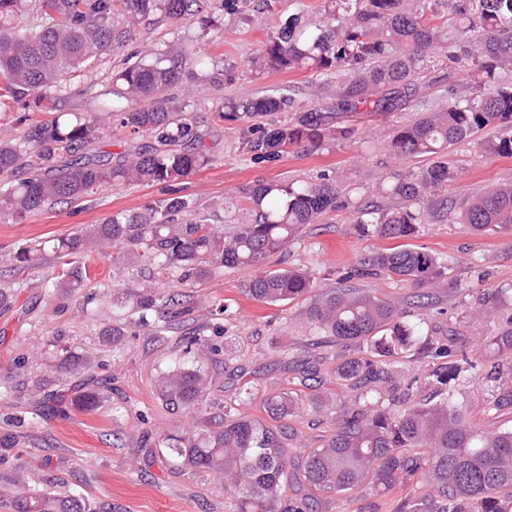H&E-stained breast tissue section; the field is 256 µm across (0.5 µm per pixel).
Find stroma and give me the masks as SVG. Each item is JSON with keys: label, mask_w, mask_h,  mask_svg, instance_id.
<instances>
[{"label": "stroma", "mask_w": 512, "mask_h": 512, "mask_svg": "<svg viewBox=\"0 0 512 512\" xmlns=\"http://www.w3.org/2000/svg\"><path fill=\"white\" fill-rule=\"evenodd\" d=\"M296 10L295 0H268L262 14H254L251 0L228 14L224 0H208L197 18L173 24L163 14L151 16L131 32L125 45L101 55L61 86L48 92L47 101L21 106L11 98L0 101V135L19 136L23 117L49 118L50 103L62 112H84L99 119L100 133L89 146L91 155L118 154L137 145L126 130L115 127L112 110V74L122 63L150 60L152 53L183 45V80L173 94L191 105L214 143V160L207 168L176 183L128 184L99 187L79 199L45 208L20 223L0 215V288H12L15 297L0 310V431L16 429L15 447L0 450V512H13L12 494L54 489L112 503L124 512H224V480L210 472L182 469L165 438L224 414L236 403L240 381L271 388L299 390L275 363L276 347L305 353L314 332L304 312L305 300L269 306L247 296L253 277L248 268L215 271L201 284L182 286L186 312L167 331L155 334L143 325L131 304L103 300L104 288L172 290L171 277L153 267L129 266L120 258L92 252L77 260L85 268L82 288L61 293L51 283L63 269L62 261L18 268L12 256L18 248L46 238L65 236L101 223L116 212L133 213L159 200L182 196L195 202L209 223L232 230L247 223L249 202L244 188L266 183L329 181L338 190L373 189L392 184L427 166L424 158L401 159L389 149L395 126L414 121L413 108L379 115L363 111L350 117L353 139L318 148L294 149L279 161L257 163L241 153L239 123L219 120L215 108L228 98L293 90L305 105L321 104V78L308 72H260L253 66L260 46ZM206 65H199V57ZM481 136L451 146L441 159L456 179L445 190L458 208L479 195L490 183H512V158L484 153ZM408 242L457 261L454 287L438 291L432 306L422 307L413 287L391 277L359 282L360 290L397 301L410 321H426L435 336L453 334L469 342L474 357L485 358L482 337L512 326V304L495 318L482 320L464 314L463 304H476L491 288H512V234L494 229L472 230L460 214L448 220L418 225ZM394 242L360 233L350 213H329L322 223L302 228L298 238L271 259L275 268L314 272L315 291L336 284V270L359 257L393 247ZM224 306L209 315L207 304ZM208 325L212 353L186 352L185 339L197 326ZM111 326L123 329L120 348L105 342ZM70 356L88 358L84 374L61 372ZM202 363L213 380L209 395L194 408L171 410L161 399L157 378L175 365ZM112 380V397L92 410L74 407V389L93 387L95 379ZM489 391L473 379L458 388V397L480 426L512 428V407L487 416ZM125 402L126 412L113 406ZM396 503L370 492L328 495L324 512H394Z\"/></svg>", "instance_id": "1"}]
</instances>
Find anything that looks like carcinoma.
I'll return each mask as SVG.
<instances>
[{
  "label": "carcinoma",
  "instance_id": "carcinoma-1",
  "mask_svg": "<svg viewBox=\"0 0 512 512\" xmlns=\"http://www.w3.org/2000/svg\"><path fill=\"white\" fill-rule=\"evenodd\" d=\"M205 0H0V75L16 102L60 85L90 59L124 46L131 25L160 12L190 20ZM450 3L453 29L439 22ZM122 6L127 24L115 23ZM31 25L14 26L25 12ZM183 55L158 53L113 76L116 101L112 123L147 134L132 158L109 165L88 158L99 124L79 112H58L49 121H31L20 137L0 138V212L16 222L58 202L81 197L112 183L178 182L209 166L213 158L204 133L186 107L174 106L167 90L183 76ZM254 65L260 71H314L334 74L322 85L325 103L306 107L291 93L228 99L221 120L248 123L242 149L257 162H277L292 147H318L355 136L342 118L359 108L378 114L413 104L422 110L410 124L393 131L390 148L399 158L432 156L486 130L483 150L512 157V0H322L317 23L298 12L272 32ZM448 68L446 95L432 99L417 80L426 70ZM463 73L467 81H453ZM276 112L288 120L263 123ZM29 171L17 179L15 174ZM455 180L443 162H434L381 191L402 200L384 209L360 204L353 209L358 230L388 239L415 233L425 215L448 213V197L438 190ZM251 219L230 233L216 224L180 222L191 203L175 196L139 213H115L67 236L24 247L13 260L36 266L43 256L74 257L99 248L121 247L135 260L201 281L217 267L251 268L247 288L256 301L276 306L314 291V276L302 269L273 268L269 259L283 250L303 226L345 209L349 201L329 182L267 183L245 192ZM461 221L475 231L512 232V183L492 184L467 202ZM453 259L402 245L360 257L336 271V286L305 311L317 333L312 344L332 337L361 353L336 363V384L346 395L305 398L295 392L264 391L269 421L243 417L231 406L224 417L166 438L168 448L191 471L224 477V512H321L322 495L367 490L387 496L409 488L397 512H512V429L475 426L467 409L452 400L451 388L480 377L491 384V406L512 405V388L501 383L499 361L474 358L468 346L424 332L390 301L360 293L352 282L393 276L430 296L428 289L449 278ZM77 270L62 272L55 287L67 293L80 286ZM143 318H154L155 332L167 329L184 311L181 294L169 291L128 294ZM508 292L497 289L479 301L476 315L498 312ZM484 346L512 364V330L483 339ZM286 370L321 384L320 369L277 351ZM442 361L425 378L401 379L403 361ZM440 399H413L418 385ZM211 380L200 368L179 365L162 376L159 392L172 408L189 409L209 393ZM108 398V386L77 396L89 410ZM308 406L335 414V431L323 444L288 447V417ZM15 512H118L53 491L18 495Z\"/></svg>",
  "mask_w": 512,
  "mask_h": 512
}]
</instances>
